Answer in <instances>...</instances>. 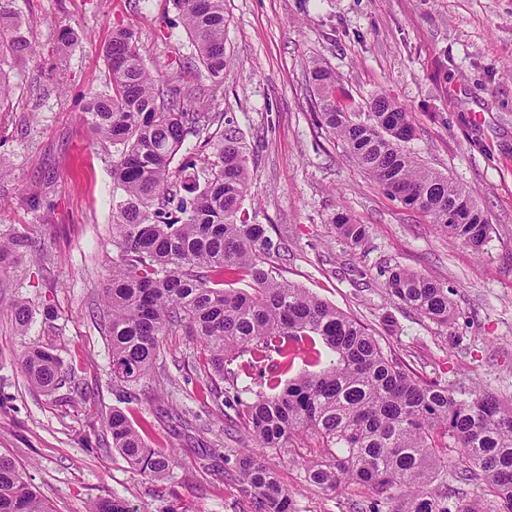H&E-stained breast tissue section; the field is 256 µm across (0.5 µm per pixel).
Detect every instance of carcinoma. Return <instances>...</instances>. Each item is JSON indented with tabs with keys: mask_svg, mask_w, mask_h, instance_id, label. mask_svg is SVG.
I'll use <instances>...</instances> for the list:
<instances>
[{
	"mask_svg": "<svg viewBox=\"0 0 512 512\" xmlns=\"http://www.w3.org/2000/svg\"><path fill=\"white\" fill-rule=\"evenodd\" d=\"M197 59L224 82V0H173ZM13 0H0V55L35 57L39 51ZM110 92L94 93L84 121L99 140L116 147L112 179L122 195L112 205V275L103 288L112 373L137 383L151 374L162 338L176 328L201 340L215 375L248 353L249 369L272 355L279 361L261 393L245 404L242 427L260 448H284L300 433L319 442L305 464L321 492L362 484L376 496L374 512H512V401L475 387L448 388L418 381L379 338L328 302L276 275L279 245L264 224L242 209L250 158L233 133L214 140L212 113L168 88L143 63L133 28L120 24L104 47ZM318 123L342 140L350 157L386 194L422 211L448 238L479 251L491 225L470 194L448 176L422 166L407 149L415 136L409 112L385 95L366 113L336 102V77L315 66ZM211 149L201 174L191 161L173 169L188 136ZM336 237L351 245L367 236L348 214L333 221ZM28 239L0 232V268ZM245 282V287L236 284ZM388 299L444 325L455 316L450 290L418 272L387 270ZM19 332L28 329L27 301L11 302ZM310 346L307 368L287 382L292 347ZM28 380L46 392L66 384L59 357L30 343L21 353ZM112 447L144 474L164 478L175 463L150 448L128 416L114 409L103 422ZM459 451L464 484L485 485V497L459 507L432 487ZM242 496L255 512H292L288 490L274 470L250 453L235 460ZM0 512H53L15 462L0 455ZM87 512H132L120 498L100 500Z\"/></svg>",
	"mask_w": 512,
	"mask_h": 512,
	"instance_id": "cac0c4a2",
	"label": "carcinoma"
}]
</instances>
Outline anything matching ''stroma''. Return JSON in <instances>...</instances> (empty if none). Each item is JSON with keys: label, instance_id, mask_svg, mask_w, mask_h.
Masks as SVG:
<instances>
[{"label": "stroma", "instance_id": "stroma-1", "mask_svg": "<svg viewBox=\"0 0 512 512\" xmlns=\"http://www.w3.org/2000/svg\"><path fill=\"white\" fill-rule=\"evenodd\" d=\"M15 4L40 53L27 63L0 56L14 87L12 111L0 114V229L32 242L0 271V395L10 400L0 453L53 512H85L112 496L135 512H253L234 473L246 448L275 467L293 512H371L374 500L361 485H309L314 436L254 448L239 414L264 391L261 371L215 377L201 341L184 331L164 337L153 376L129 386L113 378L97 309L112 274L115 149L82 115L90 93L109 89L103 48L119 24H133L148 69L178 92L196 91L197 106L239 132L251 158L243 207L251 223L270 226L286 279L360 319L421 381H474L512 398V0H224L219 86L195 59L173 0ZM66 25L83 39L59 52ZM317 64L335 74L348 108L367 111L383 94L411 112V152L483 210L491 233L482 253L388 196L317 124ZM340 211L366 226L360 246L337 239ZM396 265L448 286L455 318L438 325L390 302L383 272ZM16 298L33 313L24 334L8 308ZM31 343L50 347L74 385L35 388L18 361ZM115 408L151 447L173 449L167 477L143 474L113 448L102 423Z\"/></svg>", "mask_w": 512, "mask_h": 512}]
</instances>
